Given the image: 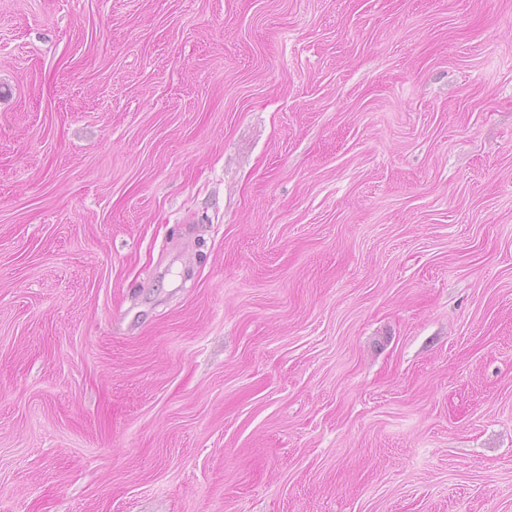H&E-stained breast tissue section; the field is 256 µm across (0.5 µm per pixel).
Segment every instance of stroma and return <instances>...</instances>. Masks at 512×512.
I'll return each mask as SVG.
<instances>
[{"label": "stroma", "mask_w": 512, "mask_h": 512, "mask_svg": "<svg viewBox=\"0 0 512 512\" xmlns=\"http://www.w3.org/2000/svg\"><path fill=\"white\" fill-rule=\"evenodd\" d=\"M0 512H512V0H0Z\"/></svg>", "instance_id": "obj_1"}]
</instances>
